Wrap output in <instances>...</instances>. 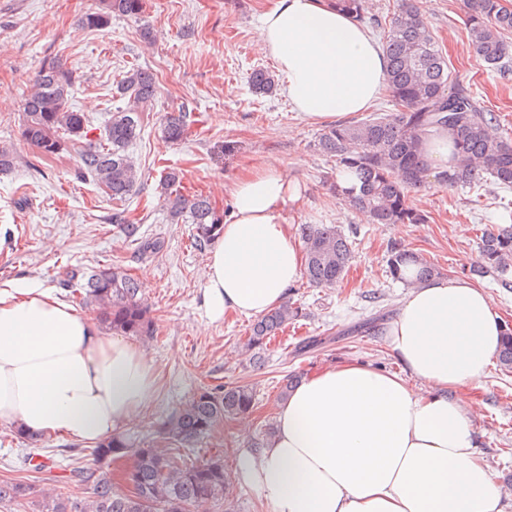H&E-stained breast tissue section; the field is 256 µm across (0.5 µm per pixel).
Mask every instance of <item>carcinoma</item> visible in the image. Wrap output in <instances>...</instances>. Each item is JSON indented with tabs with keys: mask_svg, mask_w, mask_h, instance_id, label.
<instances>
[{
	"mask_svg": "<svg viewBox=\"0 0 512 512\" xmlns=\"http://www.w3.org/2000/svg\"><path fill=\"white\" fill-rule=\"evenodd\" d=\"M336 8L358 21L367 18V0H334ZM142 0H98L87 13L83 27L108 26L112 18L137 16ZM469 46L487 65L501 69L512 58V8L503 0H465ZM382 30V48L388 59L387 87L400 109L374 113L363 120L345 121L320 134L315 147L336 162V170L356 176L349 187L329 178V189L358 212L368 224H424L427 216L410 202V193L430 185V172L421 146L436 133H446L455 149L456 164L442 172L441 187L474 186L483 175L493 183L512 188V140L500 132L498 116L484 110L473 96L454 81L448 59L433 36L415 0H400L398 8L382 19L370 17ZM76 78L57 57L43 59L33 87L23 99L22 139L48 156L65 146H79L85 172L103 186L115 207L112 223L123 227L126 237H137L140 225L130 222L125 202L135 190L141 173L127 153L140 137L139 109L156 95L155 74L140 66L127 71L117 85L129 106L112 113L104 128L105 143L88 138V119L74 110ZM259 93L275 86L273 76L259 68L251 74ZM187 126L184 112L164 116L162 132L170 142L182 140ZM164 202L174 221L193 224V243L202 249L219 239L224 213L201 194H186L182 173L172 169L163 178ZM303 275L317 288H334L348 271L352 245L334 225L302 224ZM478 255L469 272L492 276L512 289V225L484 230L477 242ZM396 280L440 274L437 267L417 254L393 247L386 260ZM83 289L82 303L93 307L106 328L125 334L146 335L151 323L141 298V288L128 274L110 269L93 272ZM304 313L290 301L259 316L250 327L246 347L261 350L267 340ZM501 370L512 372V325L505 324L497 355ZM256 405L252 385L203 387L181 408L162 421L156 440L135 444L123 435L102 440L91 451L98 460L114 455L132 459V491L120 493L112 480L94 471L74 468L85 497L75 501L60 492L38 505V512H208L218 507L231 512L224 459L192 456L193 446L210 437L226 419L246 420ZM30 486L20 479L0 480V507L23 506Z\"/></svg>",
	"mask_w": 512,
	"mask_h": 512,
	"instance_id": "1",
	"label": "carcinoma"
}]
</instances>
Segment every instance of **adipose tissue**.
<instances>
[{"instance_id": "1", "label": "adipose tissue", "mask_w": 512, "mask_h": 512, "mask_svg": "<svg viewBox=\"0 0 512 512\" xmlns=\"http://www.w3.org/2000/svg\"><path fill=\"white\" fill-rule=\"evenodd\" d=\"M259 36L308 122H345L386 86L385 53L330 0H271ZM225 192L203 292L213 322L278 306L303 264L283 220L299 198L294 179L254 167ZM386 335L403 374L353 361L306 376L281 403L268 443L239 450L233 479L271 512H504L458 395L484 387L501 344L489 297L466 279L428 278L411 287ZM157 389L136 345L50 289L0 284V424L94 443L136 423Z\"/></svg>"}]
</instances>
